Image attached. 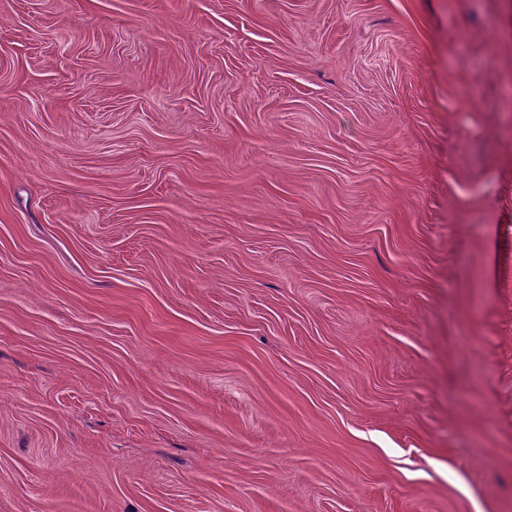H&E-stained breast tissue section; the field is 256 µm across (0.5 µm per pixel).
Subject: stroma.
Masks as SVG:
<instances>
[{
	"instance_id": "35a3bbf8",
	"label": "stroma",
	"mask_w": 512,
	"mask_h": 512,
	"mask_svg": "<svg viewBox=\"0 0 512 512\" xmlns=\"http://www.w3.org/2000/svg\"><path fill=\"white\" fill-rule=\"evenodd\" d=\"M0 512H512V0H0Z\"/></svg>"
}]
</instances>
